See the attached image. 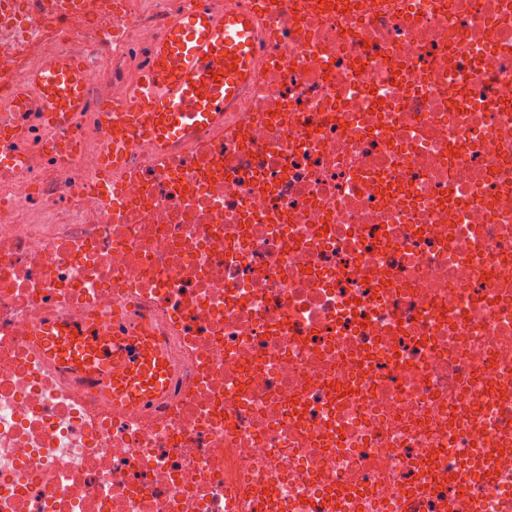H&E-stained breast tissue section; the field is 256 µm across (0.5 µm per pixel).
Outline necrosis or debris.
Listing matches in <instances>:
<instances>
[{"label":"necrosis or debris","instance_id":"4bbe7bcc","mask_svg":"<svg viewBox=\"0 0 512 512\" xmlns=\"http://www.w3.org/2000/svg\"><path fill=\"white\" fill-rule=\"evenodd\" d=\"M210 1L263 22L223 134L109 176L22 115L0 512H512V0H0V92L65 54L118 95ZM118 314L171 366L132 411L32 340Z\"/></svg>","mask_w":512,"mask_h":512}]
</instances>
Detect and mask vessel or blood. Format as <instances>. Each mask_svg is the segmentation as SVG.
Returning a JSON list of instances; mask_svg holds the SVG:
<instances>
[{
    "instance_id": "b4317fda",
    "label": "vessel or blood",
    "mask_w": 512,
    "mask_h": 512,
    "mask_svg": "<svg viewBox=\"0 0 512 512\" xmlns=\"http://www.w3.org/2000/svg\"><path fill=\"white\" fill-rule=\"evenodd\" d=\"M259 30L253 12L202 6L173 16L153 42L148 65L125 84L120 99L100 103L104 136L97 164L119 173L136 141L166 152L187 146L200 131L222 130L226 114L239 110L258 76ZM83 73L82 62L71 57L40 58L11 94L0 96V112L37 113L50 153L71 157L79 149L72 131L88 109ZM26 140L25 124L0 129V168H29ZM34 340L50 363L89 377L102 373L113 357H124L112 379L118 404H141L167 386V360L154 337H115L109 328L87 324L41 327Z\"/></svg>"
}]
</instances>
